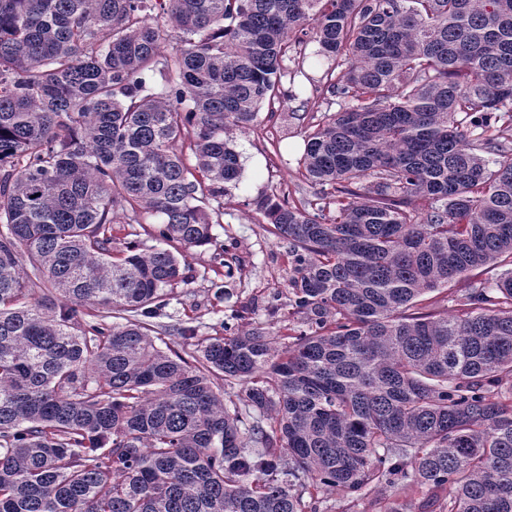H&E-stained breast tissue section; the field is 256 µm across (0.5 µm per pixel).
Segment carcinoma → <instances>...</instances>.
<instances>
[{
	"label": "carcinoma",
	"instance_id": "1",
	"mask_svg": "<svg viewBox=\"0 0 512 512\" xmlns=\"http://www.w3.org/2000/svg\"><path fill=\"white\" fill-rule=\"evenodd\" d=\"M309 43L339 106L305 131L315 199L259 203L298 326L163 349L171 247L213 243L229 134L311 80L285 64ZM120 211L158 244L114 251ZM377 486L382 512H512V0H0V512Z\"/></svg>",
	"mask_w": 512,
	"mask_h": 512
}]
</instances>
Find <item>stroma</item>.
Here are the masks:
<instances>
[{
	"label": "stroma",
	"mask_w": 512,
	"mask_h": 512,
	"mask_svg": "<svg viewBox=\"0 0 512 512\" xmlns=\"http://www.w3.org/2000/svg\"><path fill=\"white\" fill-rule=\"evenodd\" d=\"M325 59L307 56L306 77L283 82L281 89L293 99L262 107L253 130L236 133L234 145L241 156L242 174L237 188L223 198V214L214 225L215 241L204 248L180 249L187 282L169 295L164 316L155 319L156 336L175 348L193 353L207 339L221 335V324L234 313H242L243 328L260 327L271 334L287 335L296 327V316L288 309L269 314L267 302L288 286L291 258L285 244L270 233L257 209L258 201L270 194L296 204L311 197L299 159L304 151V116L327 111L322 93L312 82L327 68ZM228 294L217 298V286ZM193 329L183 338L181 329Z\"/></svg>",
	"instance_id": "obj_1"
}]
</instances>
